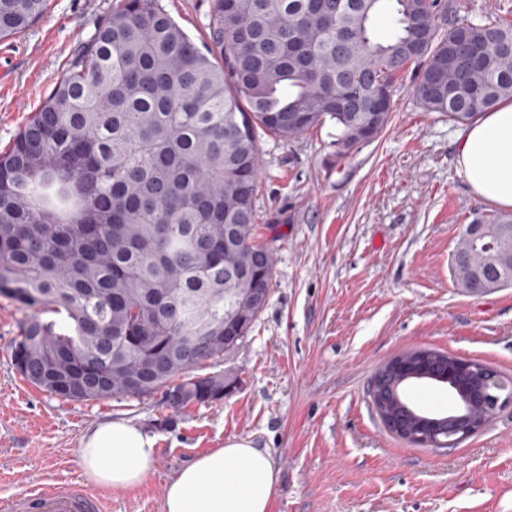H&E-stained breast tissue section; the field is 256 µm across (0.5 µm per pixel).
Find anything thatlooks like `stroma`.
Listing matches in <instances>:
<instances>
[{"label":"stroma","instance_id":"1","mask_svg":"<svg viewBox=\"0 0 512 512\" xmlns=\"http://www.w3.org/2000/svg\"><path fill=\"white\" fill-rule=\"evenodd\" d=\"M119 0H49L0 40V152L60 79L81 39ZM475 23L512 25V0H454ZM210 46L212 0H159ZM463 125L426 111L413 75L395 83L382 135L342 162L325 122L292 143L259 140L256 222L274 258L266 305L217 364L224 399L168 407L161 394L64 402L24 379L10 345L30 310L0 295V499L28 482L81 478L85 432L124 418L156 438L153 468L111 512H163L168 483L198 456L248 437L279 471L270 512H512V407L450 448L400 440L367 395L376 371L415 348L475 359L512 377V287L458 288L451 256L468 224L511 219L458 171Z\"/></svg>","mask_w":512,"mask_h":512}]
</instances>
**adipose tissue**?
<instances>
[{
	"instance_id": "adipose-tissue-1",
	"label": "adipose tissue",
	"mask_w": 512,
	"mask_h": 512,
	"mask_svg": "<svg viewBox=\"0 0 512 512\" xmlns=\"http://www.w3.org/2000/svg\"><path fill=\"white\" fill-rule=\"evenodd\" d=\"M457 165L470 189L512 209V103L486 112L460 137ZM156 456L155 439L126 419L97 424L82 439L77 463L96 488L138 487ZM278 471L266 449L238 437L197 457L169 482L164 512H270Z\"/></svg>"
}]
</instances>
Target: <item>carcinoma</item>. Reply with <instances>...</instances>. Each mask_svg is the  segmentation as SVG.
<instances>
[{"label":"carcinoma","mask_w":512,"mask_h":512,"mask_svg":"<svg viewBox=\"0 0 512 512\" xmlns=\"http://www.w3.org/2000/svg\"><path fill=\"white\" fill-rule=\"evenodd\" d=\"M385 2L213 0L221 65L157 0H120L79 43L0 152V294L35 313L10 346L27 381L63 401L223 399L196 371L224 360V325L274 273L255 224L260 133L290 143L329 119L339 163L386 129L413 64L417 101L454 122L512 100V25L392 0L379 35ZM47 7L0 0V39ZM479 226L453 254L457 283L512 286V221Z\"/></svg>","instance_id":"obj_1"}]
</instances>
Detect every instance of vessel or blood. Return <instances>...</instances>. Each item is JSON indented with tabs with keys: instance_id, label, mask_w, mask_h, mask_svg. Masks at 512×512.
<instances>
[{
	"instance_id": "vessel-or-blood-1",
	"label": "vessel or blood",
	"mask_w": 512,
	"mask_h": 512,
	"mask_svg": "<svg viewBox=\"0 0 512 512\" xmlns=\"http://www.w3.org/2000/svg\"><path fill=\"white\" fill-rule=\"evenodd\" d=\"M108 501L76 480H48L0 501V512H107Z\"/></svg>"
}]
</instances>
